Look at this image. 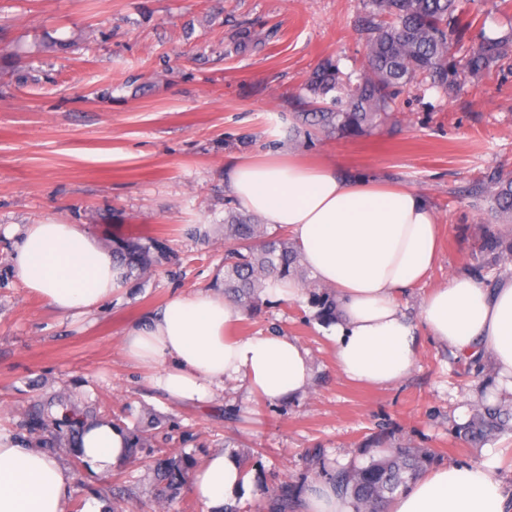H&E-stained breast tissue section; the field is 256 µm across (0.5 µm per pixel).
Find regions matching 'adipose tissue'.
Returning <instances> with one entry per match:
<instances>
[{
  "label": "adipose tissue",
  "mask_w": 512,
  "mask_h": 512,
  "mask_svg": "<svg viewBox=\"0 0 512 512\" xmlns=\"http://www.w3.org/2000/svg\"><path fill=\"white\" fill-rule=\"evenodd\" d=\"M241 208L292 235L316 280L336 292L330 325L338 369L350 380L392 386L410 372L418 331L488 365L500 393L512 395V276L485 282L463 272L424 299L421 321L398 295L423 283L439 259V229L423 196L408 187L341 179L333 167L290 156L238 162L229 173ZM14 275L63 315H82L122 289L111 251L76 224H28L19 234ZM244 312L221 291L173 297L133 324L125 353L149 370L166 397L204 403L225 381L241 380L260 398L293 399L311 384L308 352L286 336H238ZM128 435L108 419L87 422L78 454L103 476L125 462ZM77 473L11 434H0V512H66ZM248 488L231 454L211 453L191 491L202 512H223ZM390 512H512V486L490 462L442 466L395 497Z\"/></svg>",
  "instance_id": "adipose-tissue-1"
}]
</instances>
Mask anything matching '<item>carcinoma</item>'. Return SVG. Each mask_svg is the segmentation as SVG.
<instances>
[{"instance_id":"obj_1","label":"carcinoma","mask_w":512,"mask_h":512,"mask_svg":"<svg viewBox=\"0 0 512 512\" xmlns=\"http://www.w3.org/2000/svg\"><path fill=\"white\" fill-rule=\"evenodd\" d=\"M370 15L381 21H369V37L365 46V65L359 71L344 73L338 63L328 59L313 74L308 91L313 100H324L329 93L331 105H314L301 113L304 125L328 133L358 135L389 115L400 89L412 85L420 76L447 91L455 90L461 75L480 78L512 57V31L500 36L482 32L464 57L451 53L453 43L460 40L471 23L460 18V0H365ZM477 195L489 199L500 215L512 219V177L500 174L475 188ZM224 269L214 280V287L224 296L251 310L258 305L266 288L281 280L306 282L302 256L287 237L270 234L258 217L238 209L224 215ZM481 249L498 255L503 265L512 263V242L504 244L485 238ZM124 282L133 271L141 273L167 260L160 248L134 241H124L112 250ZM320 317L336 319V294L324 290L313 294ZM51 403L45 402L28 417L30 430L56 428L42 439L41 447L52 452L61 439L75 445L88 415L76 408L65 412V425L50 416ZM512 413L499 406H486L476 411L458 431L472 442H482L509 427ZM128 454L153 453L147 437L128 432ZM432 457L409 448H397L362 467L342 468L329 474L328 480L352 503L354 512H387L397 491L407 490L424 464ZM192 461L189 456L169 452L155 460L153 472L160 501H172L180 494L189 478ZM270 495V512H290L298 490L288 484L278 489H265Z\"/></svg>"}]
</instances>
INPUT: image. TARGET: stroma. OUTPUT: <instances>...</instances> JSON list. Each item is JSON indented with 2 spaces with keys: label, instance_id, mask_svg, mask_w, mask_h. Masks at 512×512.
Listing matches in <instances>:
<instances>
[{
  "label": "stroma",
  "instance_id": "obj_1",
  "mask_svg": "<svg viewBox=\"0 0 512 512\" xmlns=\"http://www.w3.org/2000/svg\"><path fill=\"white\" fill-rule=\"evenodd\" d=\"M471 35L512 29V8L468 0ZM363 0H0V429L30 446L24 418L62 398L127 427L165 424L171 446L195 464L224 445L242 448L249 491L241 512H263V486L310 490L324 470L364 466L388 447L434 451L433 466L484 461L512 485V433L473 446L453 436L490 396V370L420 332L409 375L366 387L337 368L332 341L307 298L269 300L245 314L242 336L282 335L305 348L309 388L268 402L229 381L200 405L170 401L124 351L128 327L170 298L212 288L224 238L191 233L220 224L236 199L229 170L288 151L344 178L419 191L441 228V257L425 282L400 295L419 318L424 298L457 272L500 275L479 244L501 218L470 194L478 179L512 174V59L455 92L402 90L394 119L362 135L305 136L300 99L327 58L360 69ZM79 224L106 249L134 240L169 258L125 292L82 316L55 312L15 278L23 224ZM55 456L80 478L67 512L119 498L125 512H201L190 490L159 508L145 454L107 476L85 474L70 448Z\"/></svg>",
  "mask_w": 512,
  "mask_h": 512
}]
</instances>
